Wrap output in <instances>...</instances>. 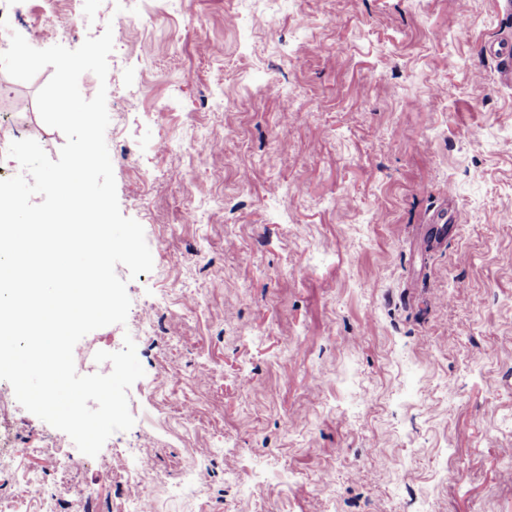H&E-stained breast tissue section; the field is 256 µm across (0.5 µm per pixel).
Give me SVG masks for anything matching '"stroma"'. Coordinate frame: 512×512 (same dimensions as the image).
I'll return each instance as SVG.
<instances>
[{
	"label": "stroma",
	"instance_id": "stroma-1",
	"mask_svg": "<svg viewBox=\"0 0 512 512\" xmlns=\"http://www.w3.org/2000/svg\"><path fill=\"white\" fill-rule=\"evenodd\" d=\"M122 0H9L34 48H78ZM142 0L113 35L106 131L122 214L151 272L127 282L145 370L135 419L97 456L0 380L13 466L0 512H125L152 462L154 512H512V45L502 0ZM144 93L130 97V88ZM0 132L58 158L39 112ZM208 146L206 166L198 148ZM197 223H185L186 207ZM448 238L430 251L437 212ZM249 376V390L239 379ZM379 449L384 465L371 454ZM202 479L170 494L186 470Z\"/></svg>",
	"mask_w": 512,
	"mask_h": 512
}]
</instances>
